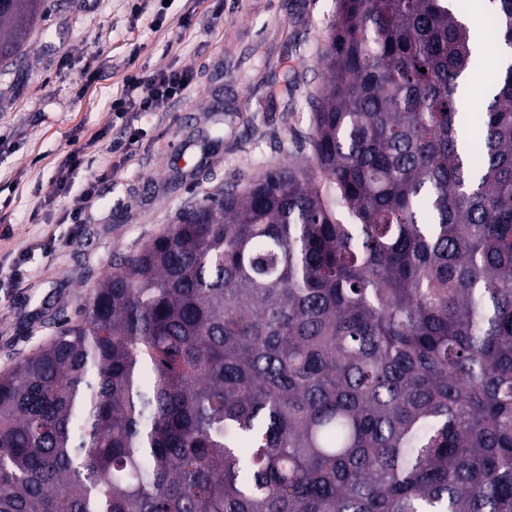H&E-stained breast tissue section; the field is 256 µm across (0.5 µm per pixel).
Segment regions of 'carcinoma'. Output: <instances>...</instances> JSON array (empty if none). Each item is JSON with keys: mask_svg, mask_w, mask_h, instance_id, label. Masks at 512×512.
Here are the masks:
<instances>
[{"mask_svg": "<svg viewBox=\"0 0 512 512\" xmlns=\"http://www.w3.org/2000/svg\"><path fill=\"white\" fill-rule=\"evenodd\" d=\"M338 2L314 165L185 205L0 372V512H512V61L472 144L462 0Z\"/></svg>", "mask_w": 512, "mask_h": 512, "instance_id": "obj_1", "label": "carcinoma"}]
</instances>
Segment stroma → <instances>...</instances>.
<instances>
[{"label": "stroma", "mask_w": 512, "mask_h": 512, "mask_svg": "<svg viewBox=\"0 0 512 512\" xmlns=\"http://www.w3.org/2000/svg\"><path fill=\"white\" fill-rule=\"evenodd\" d=\"M336 11V0H46L21 60L0 64V371L188 201L311 159L308 96ZM170 70L192 84L164 111L114 118L128 75ZM76 151L84 162L57 193L56 167Z\"/></svg>", "instance_id": "35a3bbf8"}]
</instances>
